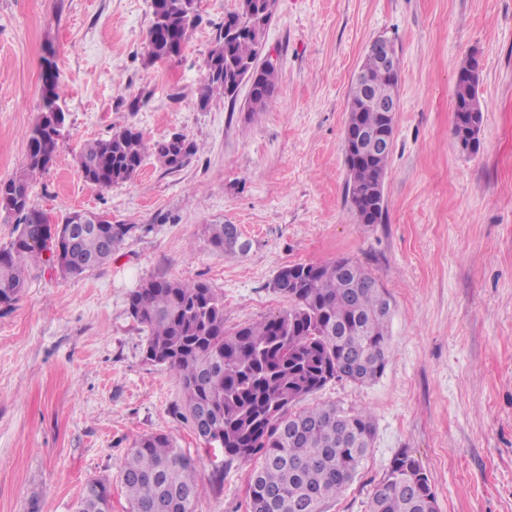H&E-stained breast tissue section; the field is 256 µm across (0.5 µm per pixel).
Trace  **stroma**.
I'll return each instance as SVG.
<instances>
[{"instance_id":"stroma-1","label":"stroma","mask_w":512,"mask_h":512,"mask_svg":"<svg viewBox=\"0 0 512 512\" xmlns=\"http://www.w3.org/2000/svg\"><path fill=\"white\" fill-rule=\"evenodd\" d=\"M237 8L196 0L181 54L151 65V0H0V181L24 168L54 50L66 135L30 199L56 224L86 210L131 227L82 277L29 264L21 295L0 306V512H75L94 480L127 512L122 463L157 433L198 466L195 512H248L255 460H225L181 417L180 385L145 359L128 293L155 277L205 281L231 332L287 309L272 288L282 267L341 257L389 292L393 314L381 377L304 401L363 408L375 424L358 475L323 512H369L402 451L438 512H512V0H277L265 35L273 102L247 115L243 88L200 110L206 58ZM379 37L397 49L399 110L387 217L366 225L346 200L344 135L352 79ZM473 56L483 122L471 152L452 129L455 77ZM119 125L149 143L179 132L198 151L177 170L146 155L131 180L93 187L79 148ZM213 224L235 225L246 250L215 249Z\"/></svg>"}]
</instances>
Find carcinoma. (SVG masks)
I'll list each match as a JSON object with an SVG mask.
<instances>
[{
  "label": "carcinoma",
  "mask_w": 512,
  "mask_h": 512,
  "mask_svg": "<svg viewBox=\"0 0 512 512\" xmlns=\"http://www.w3.org/2000/svg\"><path fill=\"white\" fill-rule=\"evenodd\" d=\"M178 0H152L153 22L148 31L151 64L176 58L197 21L196 13L176 10ZM224 17L205 61L206 81L198 102L208 108L215 96L236 100L244 79L255 81L258 96L247 112H263L278 87L277 68L258 67L259 41L248 31L249 6ZM362 67L373 73L368 98H391L398 86L376 70L367 55ZM479 75L455 84L454 112L482 122ZM61 86L41 99L40 112L27 134L24 169L0 182V212L15 218L17 235L0 250V305L9 306L25 287L30 260L56 263L59 227L48 224L25 191L50 167L62 135L55 127ZM348 112L361 113L366 126L381 124L382 114L349 91ZM480 127L455 124L453 134L465 150L479 146ZM170 169L186 164L197 146L184 135L168 136L147 146L131 126L115 128L107 138L84 143L78 154L84 181L105 188L132 179L147 152ZM391 152L372 162L346 160V198L363 224L385 220L387 204L379 192L378 206L368 211L371 193L383 188ZM131 231L108 220L78 232L71 247L70 266L62 271L81 276L105 264ZM232 224L211 225V244L221 250L244 249ZM41 237L36 246L30 240ZM296 276L275 277L273 289L288 298V309L232 333L224 330V296L201 280L151 278L128 294L130 316L147 329V360L172 371L182 390L184 417L202 438L223 441L224 455L256 458L251 475L249 512H322V504L340 495L353 481L372 445L375 425L364 409L334 403L292 410L297 403L334 380L370 383L388 362L392 308L385 288L363 266L349 258L327 264L292 265ZM129 512H195L204 486L194 459L166 434L135 440L121 468ZM436 493L429 477L408 453L396 454L378 483L370 512H435ZM76 512H112L106 482L87 485Z\"/></svg>",
  "instance_id": "carcinoma-1"
}]
</instances>
